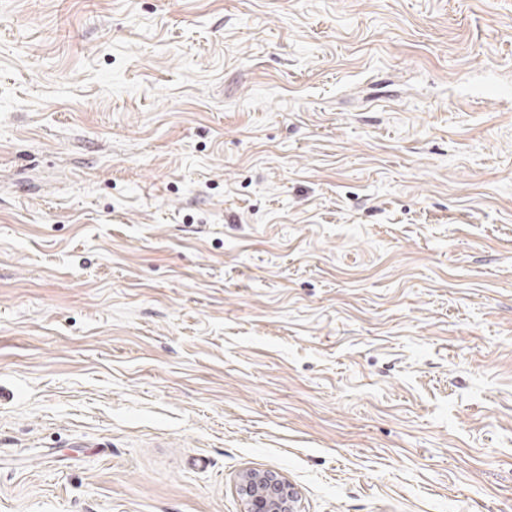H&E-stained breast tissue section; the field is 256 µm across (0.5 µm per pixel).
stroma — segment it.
<instances>
[{"label": "stroma", "mask_w": 512, "mask_h": 512, "mask_svg": "<svg viewBox=\"0 0 512 512\" xmlns=\"http://www.w3.org/2000/svg\"><path fill=\"white\" fill-rule=\"evenodd\" d=\"M512 0H0V512H512ZM243 512H298L297 492L282 477L254 471L241 476L238 484Z\"/></svg>", "instance_id": "stroma-1"}]
</instances>
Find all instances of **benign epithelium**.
Instances as JSON below:
<instances>
[{
  "label": "benign epithelium",
  "instance_id": "7a95c632",
  "mask_svg": "<svg viewBox=\"0 0 512 512\" xmlns=\"http://www.w3.org/2000/svg\"><path fill=\"white\" fill-rule=\"evenodd\" d=\"M238 490L243 512H298L295 488L278 475L247 472L241 476Z\"/></svg>",
  "mask_w": 512,
  "mask_h": 512
}]
</instances>
